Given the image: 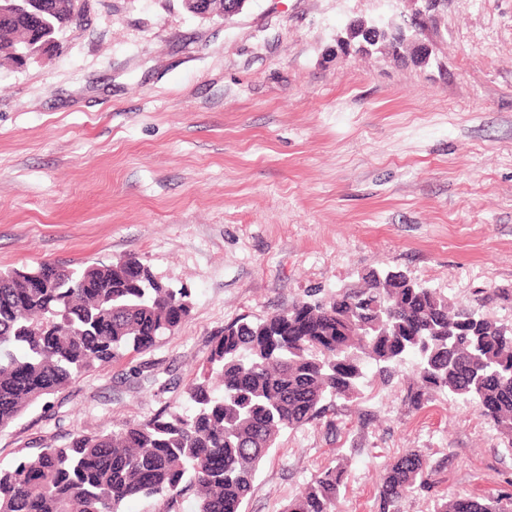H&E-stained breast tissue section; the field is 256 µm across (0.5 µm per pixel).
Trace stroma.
<instances>
[{
    "mask_svg": "<svg viewBox=\"0 0 512 512\" xmlns=\"http://www.w3.org/2000/svg\"><path fill=\"white\" fill-rule=\"evenodd\" d=\"M403 0H248L203 20L182 0H87L51 56L0 62V271L137 256L189 313L0 429V467L79 432L182 411L231 322L400 269L461 302L512 293V0H446L429 64L347 55L353 19ZM404 369L332 421L282 433L245 512H281L347 457L337 512H376L394 456L441 461L436 497L512 488V453L474 408Z\"/></svg>",
    "mask_w": 512,
    "mask_h": 512,
    "instance_id": "obj_1",
    "label": "stroma"
}]
</instances>
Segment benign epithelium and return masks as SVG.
I'll return each mask as SVG.
<instances>
[{
	"instance_id": "benign-epithelium-1",
	"label": "benign epithelium",
	"mask_w": 512,
	"mask_h": 512,
	"mask_svg": "<svg viewBox=\"0 0 512 512\" xmlns=\"http://www.w3.org/2000/svg\"><path fill=\"white\" fill-rule=\"evenodd\" d=\"M246 0H224L218 7L214 0H185L189 12L203 18L216 16L228 19L241 12ZM408 12L401 14L398 22L382 23L375 20L357 19L351 21L345 35L336 36V49L347 54L363 55L385 52L399 56L408 52L410 58L419 64L430 61L433 49L425 39L426 25L422 19L431 15L445 0H405ZM41 0H0V15L31 14L42 11ZM58 46L55 29L45 26L40 36L26 37L14 52V63L22 65L29 59L42 58L53 53Z\"/></svg>"
}]
</instances>
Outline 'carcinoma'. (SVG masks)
<instances>
[{
  "mask_svg": "<svg viewBox=\"0 0 512 512\" xmlns=\"http://www.w3.org/2000/svg\"><path fill=\"white\" fill-rule=\"evenodd\" d=\"M47 4L55 28L75 23L72 0ZM29 33L27 19L0 18L8 52ZM125 265L121 272L61 266L50 287L26 300L35 269L0 273V428L93 368L149 349L188 314L185 289L159 284L135 257ZM84 278L97 280V295L80 288ZM497 297L479 290L453 306L435 288L364 276L328 299L308 294L285 312L237 320L187 386L189 410L78 433L18 458L0 468V512H124L135 498L161 499L173 512L186 490L194 492V512H242L281 433L327 417L338 399L388 384L409 359L416 362L412 407L443 391L475 408L511 448L512 321L484 311ZM105 318L110 336L97 332ZM436 472L420 451H402L386 468L378 512H404ZM347 479L340 463L320 470L282 512H336ZM433 512H512V494L453 493L437 499Z\"/></svg>",
  "mask_w": 512,
  "mask_h": 512,
  "instance_id": "cac0c4a2",
  "label": "carcinoma"
}]
</instances>
